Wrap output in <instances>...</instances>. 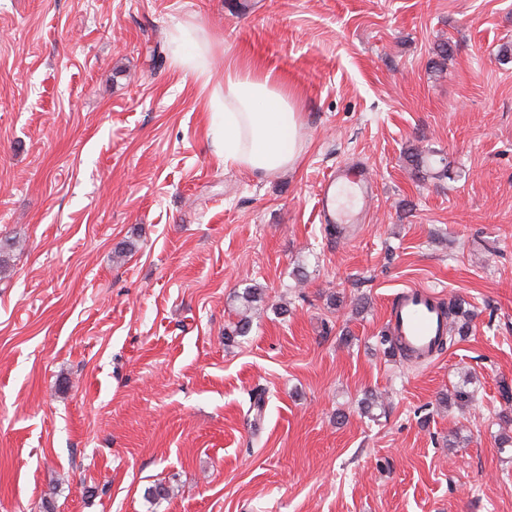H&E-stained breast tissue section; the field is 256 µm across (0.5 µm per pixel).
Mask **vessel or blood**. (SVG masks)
Wrapping results in <instances>:
<instances>
[{
  "instance_id": "1",
  "label": "vessel or blood",
  "mask_w": 512,
  "mask_h": 512,
  "mask_svg": "<svg viewBox=\"0 0 512 512\" xmlns=\"http://www.w3.org/2000/svg\"><path fill=\"white\" fill-rule=\"evenodd\" d=\"M349 168L339 167L322 182L318 193V214L321 223L332 225L338 218L334 207L336 185L347 178ZM391 328L401 342L414 353L424 356L434 351L448 333V323L429 289L409 287L399 292L390 308Z\"/></svg>"
}]
</instances>
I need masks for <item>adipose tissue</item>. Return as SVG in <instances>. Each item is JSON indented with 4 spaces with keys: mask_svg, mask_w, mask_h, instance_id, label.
Instances as JSON below:
<instances>
[{
    "mask_svg": "<svg viewBox=\"0 0 512 512\" xmlns=\"http://www.w3.org/2000/svg\"><path fill=\"white\" fill-rule=\"evenodd\" d=\"M173 63L209 86L208 135L225 165L274 174L295 166L301 154V114L288 89L268 72L244 64L224 50V78L212 74L210 45L194 25L177 24L170 33Z\"/></svg>",
    "mask_w": 512,
    "mask_h": 512,
    "instance_id": "adipose-tissue-1",
    "label": "adipose tissue"
}]
</instances>
